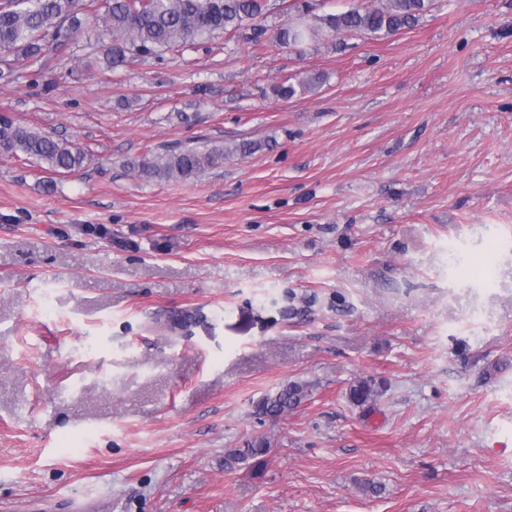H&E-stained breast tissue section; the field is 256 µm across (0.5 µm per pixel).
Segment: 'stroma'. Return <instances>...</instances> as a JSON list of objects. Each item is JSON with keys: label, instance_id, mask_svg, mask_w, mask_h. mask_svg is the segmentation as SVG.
<instances>
[{"label": "stroma", "instance_id": "1", "mask_svg": "<svg viewBox=\"0 0 512 512\" xmlns=\"http://www.w3.org/2000/svg\"><path fill=\"white\" fill-rule=\"evenodd\" d=\"M108 41L0 85L88 155L0 154V512H512V0L86 68ZM245 140L189 182L130 166ZM320 80V76H314L302 79L296 84L288 83V81H286L284 83L274 85L272 87V93L277 98L288 100L297 95H302L313 90ZM306 388L305 384L294 382L265 394L256 403L258 413L266 416H282L289 409L296 408L305 399ZM270 448V443L267 439L255 438L253 441L247 443V448H239L230 450L224 456L225 468H234L237 464L247 461L249 458L263 456Z\"/></svg>", "mask_w": 512, "mask_h": 512}]
</instances>
